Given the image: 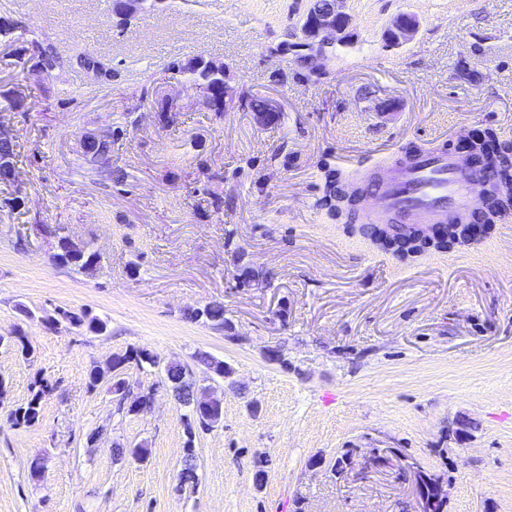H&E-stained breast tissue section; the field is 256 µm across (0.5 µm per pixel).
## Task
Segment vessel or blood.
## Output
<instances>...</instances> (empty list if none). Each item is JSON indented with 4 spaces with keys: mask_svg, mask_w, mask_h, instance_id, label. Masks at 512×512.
Listing matches in <instances>:
<instances>
[{
    "mask_svg": "<svg viewBox=\"0 0 512 512\" xmlns=\"http://www.w3.org/2000/svg\"><path fill=\"white\" fill-rule=\"evenodd\" d=\"M353 182H371L370 205L362 214L369 226L390 221L400 224H444L468 221L473 200L487 188L480 169L464 162L451 148L435 147L371 170L356 166Z\"/></svg>",
    "mask_w": 512,
    "mask_h": 512,
    "instance_id": "b4317fda",
    "label": "vessel or blood"
}]
</instances>
